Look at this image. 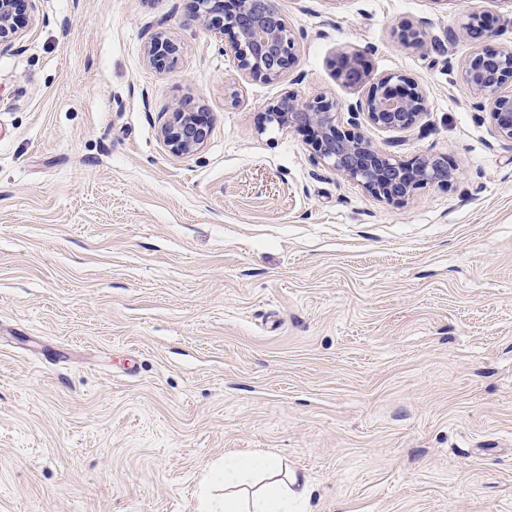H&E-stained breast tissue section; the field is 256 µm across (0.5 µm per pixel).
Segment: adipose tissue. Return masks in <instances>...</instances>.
<instances>
[{
  "mask_svg": "<svg viewBox=\"0 0 512 512\" xmlns=\"http://www.w3.org/2000/svg\"><path fill=\"white\" fill-rule=\"evenodd\" d=\"M307 480L283 475L272 456L249 453L210 472L199 512H313Z\"/></svg>",
  "mask_w": 512,
  "mask_h": 512,
  "instance_id": "ef3b65f1",
  "label": "adipose tissue"
}]
</instances>
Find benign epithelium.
<instances>
[{"label":"benign epithelium","instance_id":"obj_1","mask_svg":"<svg viewBox=\"0 0 512 512\" xmlns=\"http://www.w3.org/2000/svg\"><path fill=\"white\" fill-rule=\"evenodd\" d=\"M35 2L0 0V53L21 38L12 21L14 10L21 6L32 13ZM193 16L219 34L233 33L231 49L238 67L254 80L278 79L297 64L295 36L275 0H233L229 6L222 0H194ZM463 29L477 38L495 36L473 13ZM177 52V44L162 32L153 34L146 45L148 62L159 69L173 64ZM340 75L351 87L368 86L364 99L344 107L323 96L301 100L288 95L262 113V129L288 126L309 132L319 162L389 201L402 200L428 185L448 184L453 172L446 155L404 164L360 132L362 116L385 131L415 127L426 111L423 91L402 74L372 77L355 53L341 56ZM461 77L478 107L489 109L492 136L511 145L512 50L475 49L464 61ZM210 132L206 113L175 112L159 136L172 154L181 156L201 149Z\"/></svg>","mask_w":512,"mask_h":512}]
</instances>
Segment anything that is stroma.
I'll use <instances>...</instances> for the list:
<instances>
[{"label":"stroma","instance_id":"stroma-1","mask_svg":"<svg viewBox=\"0 0 512 512\" xmlns=\"http://www.w3.org/2000/svg\"><path fill=\"white\" fill-rule=\"evenodd\" d=\"M276 4L298 63L269 82L191 0H37L0 54V512H197L245 451L314 512H512V145L461 81L467 13L512 49V0ZM344 52L425 91L416 127L362 131L448 185L380 199L262 130L289 94L362 99ZM187 108L211 135L176 156ZM148 62L159 69L170 67L174 63L178 52L177 44L164 33L153 34L146 45ZM211 132L205 112H175L159 131L160 139L177 156L197 152L207 142Z\"/></svg>","mask_w":512,"mask_h":512}]
</instances>
